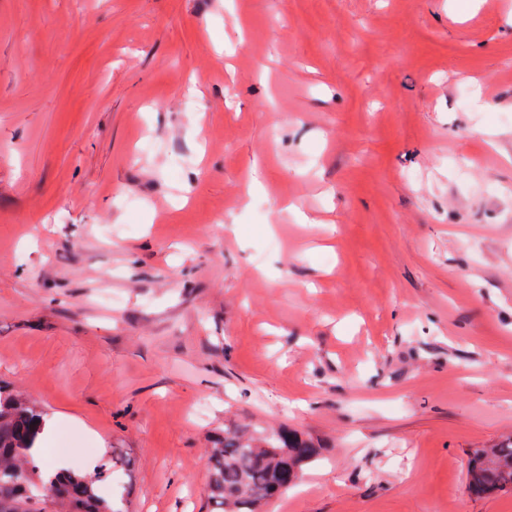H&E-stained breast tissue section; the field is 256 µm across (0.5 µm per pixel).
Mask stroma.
Here are the masks:
<instances>
[{
    "instance_id": "obj_1",
    "label": "stroma",
    "mask_w": 512,
    "mask_h": 512,
    "mask_svg": "<svg viewBox=\"0 0 512 512\" xmlns=\"http://www.w3.org/2000/svg\"><path fill=\"white\" fill-rule=\"evenodd\" d=\"M0 384L128 512L233 420L264 512H512V0H0ZM317 455L312 439L285 427L250 432L224 425V441L209 449L205 490L211 512H259L295 483ZM466 476L468 490L473 495L512 492V437L493 448H475Z\"/></svg>"
}]
</instances>
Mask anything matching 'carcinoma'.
I'll return each instance as SVG.
<instances>
[{
	"instance_id": "carcinoma-1",
	"label": "carcinoma",
	"mask_w": 512,
	"mask_h": 512,
	"mask_svg": "<svg viewBox=\"0 0 512 512\" xmlns=\"http://www.w3.org/2000/svg\"><path fill=\"white\" fill-rule=\"evenodd\" d=\"M43 421L35 402L0 386V512H127L98 496L95 485L129 459L114 455L92 475L73 469L50 475L35 457ZM317 455L312 439L285 427L251 432L224 426V441L209 449L206 496L212 512H259ZM467 486L476 496L512 492V437L474 449Z\"/></svg>"
}]
</instances>
